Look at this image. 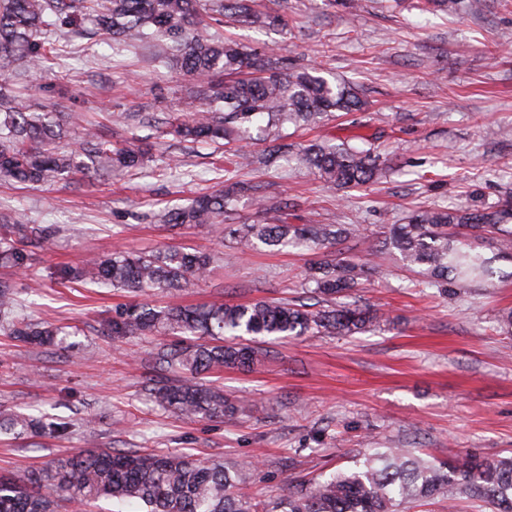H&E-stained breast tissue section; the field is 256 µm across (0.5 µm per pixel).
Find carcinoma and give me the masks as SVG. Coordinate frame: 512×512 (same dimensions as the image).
<instances>
[{"label": "carcinoma", "mask_w": 512, "mask_h": 512, "mask_svg": "<svg viewBox=\"0 0 512 512\" xmlns=\"http://www.w3.org/2000/svg\"><path fill=\"white\" fill-rule=\"evenodd\" d=\"M88 19L120 51L137 44L156 48L154 61L190 77L193 90L179 99L178 113L166 134L183 143H224L227 163L239 170L257 163L275 164L283 157L328 186L350 191L382 178L387 166L373 149L343 140L311 143L290 152L282 130L319 124L335 116L361 112L367 102L349 82L330 81L321 71L289 62L278 54L231 39L203 33L215 23L259 27L285 26L283 16L256 0H0V179L20 184L59 182L93 171L142 173L150 168L152 146L141 139L112 141L101 125L82 126L76 144L58 147L69 127L55 104H25L8 84L7 73L37 71L46 52L57 50V35ZM261 126L268 146L262 156L244 151L250 130ZM258 183L235 181L218 194L199 195L186 206L152 214L160 224L224 225L239 196L258 192ZM357 224H290L281 207L264 209L253 224L224 225L238 248L294 247L320 250L307 268L304 286L324 303L257 301L202 307L132 303L112 316L107 330L115 339L184 336L186 345H161L154 367L178 371L173 384L151 388L155 402L180 414L202 418L233 417L243 406L224 398V391L203 382L221 368L247 370L257 344L269 336L288 338L308 333L352 336L380 324L379 310L349 302L363 278L381 264L338 257L336 247L359 236ZM47 239V229L23 224L11 212H0V263L22 270L27 247ZM490 244L512 260V197L493 206L448 209L434 206L392 224L380 254L394 250L406 268L419 270L423 285L447 291L488 285L494 274L481 252ZM213 261L206 252L171 248L145 253L116 251L86 258L63 269L60 279L122 288L132 294L177 291L204 276ZM14 284L0 279V314L13 311ZM10 335L35 345L64 343L60 330L42 322L16 320ZM66 422H43L27 414L0 415V431L39 435L67 434ZM248 474L232 465L201 461L189 453L158 454L136 449L82 450L50 462L29 474L27 483L0 475V512H80L100 500L137 501L143 512H410L412 505L439 493L448 502L470 499L494 512H512V457L487 461L466 455L435 461L408 448H371L356 467L321 476L312 488L297 485L268 504L242 493Z\"/></svg>", "instance_id": "1"}]
</instances>
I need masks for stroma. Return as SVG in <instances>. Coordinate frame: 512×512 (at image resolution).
Masks as SVG:
<instances>
[{
	"mask_svg": "<svg viewBox=\"0 0 512 512\" xmlns=\"http://www.w3.org/2000/svg\"><path fill=\"white\" fill-rule=\"evenodd\" d=\"M285 28L226 27L242 45L270 49L359 86L368 110L318 126L288 127L290 143L362 135L391 173L346 193L297 169L242 171L271 201L288 204L293 224H360L342 246L368 258L384 226L428 206L480 207L512 191V6L485 0L452 11H422L419 0H286ZM58 63L30 76L64 93L72 118L139 112L144 123L115 124L116 139L157 142L161 175L100 174L52 186L0 182V208L51 232L13 273L19 318L75 331L70 352L16 345L0 326V412L71 423L67 439L0 435V473L27 474L77 451L148 448L189 451L251 470L249 494L287 495L296 482L354 466L366 448H412L425 458L472 453L512 456V336L497 318L512 308V263L492 287H418L398 255L352 293L383 310L388 324L346 336L306 335L262 347L250 370L212 379L245 408L230 419L187 418L150 401L148 358L167 336L115 340L106 324L133 294L95 284L61 285L60 270L113 250L189 247L217 254L205 280L149 296L152 305L308 301L309 255L288 249L240 252L203 224H156L153 212L223 189V149L188 148L164 135L163 118L193 88L180 71L156 65L149 48L121 54L97 37H70Z\"/></svg>",
	"mask_w": 512,
	"mask_h": 512,
	"instance_id": "35a3bbf8",
	"label": "stroma"
}]
</instances>
